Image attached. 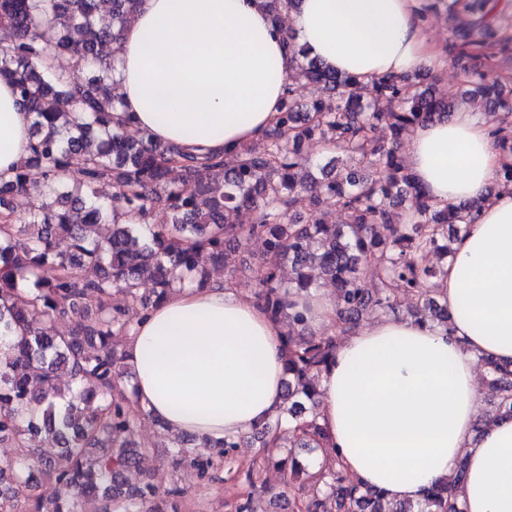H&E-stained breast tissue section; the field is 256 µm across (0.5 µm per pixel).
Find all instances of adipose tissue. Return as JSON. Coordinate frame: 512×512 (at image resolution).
Segmentation results:
<instances>
[{
	"label": "adipose tissue",
	"mask_w": 512,
	"mask_h": 512,
	"mask_svg": "<svg viewBox=\"0 0 512 512\" xmlns=\"http://www.w3.org/2000/svg\"><path fill=\"white\" fill-rule=\"evenodd\" d=\"M290 25L311 58L364 83L444 64L417 0H299ZM116 60L114 121L223 155L273 127L292 66L261 0H143ZM496 122L462 106L413 129L403 155L431 201L481 204L435 282L448 325L390 316L352 329L320 376L325 446L355 483L393 501L422 502L447 479L460 512H512V418L475 426L479 358L512 363V188L498 185L507 156L490 136ZM31 124L1 80L0 176L29 157ZM286 312L318 336L336 296L292 289ZM283 333L223 283L174 288L124 341L140 411L200 442L249 436L283 400Z\"/></svg>",
	"instance_id": "ef3b65f1"
}]
</instances>
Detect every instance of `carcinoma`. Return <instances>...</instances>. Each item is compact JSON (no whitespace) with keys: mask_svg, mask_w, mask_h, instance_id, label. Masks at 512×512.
<instances>
[{"mask_svg":"<svg viewBox=\"0 0 512 512\" xmlns=\"http://www.w3.org/2000/svg\"><path fill=\"white\" fill-rule=\"evenodd\" d=\"M142 0H111L112 23L98 26L96 0H0V79L11 82L23 111L32 114V154L10 179L0 181V333L13 352L0 359V441L11 440L19 462L0 467V512H79L94 493L101 512H165L164 492L151 483L121 492L120 479L139 466L149 445L133 438L140 411L128 396L121 341L150 306L191 279L205 286L200 257L224 270L225 282L239 283L233 253L242 238H262L265 254L250 267L248 283L275 321L288 319L285 371L288 379L275 420L253 433L263 448L260 467L273 464L292 490L302 480L309 498L300 512H458L448 483L430 489L424 500L392 502L377 489H363L331 462L312 473L293 449L322 447L317 423L318 377L336 353L337 336L354 327L370 309L394 308V290L415 302L408 313L448 325V310L428 284L442 270L424 267L430 253L446 256L478 207L438 206L428 200L407 171L400 152L402 133L436 116H447L467 94H479L488 112L503 118L492 131L495 146L512 155V95L496 74L494 61L512 53V38L499 35L503 11L490 0H439L451 15L466 20L451 31L454 62L471 88L435 95L410 75L382 76L369 83L339 74L310 58L290 39L293 64L288 98L273 128L257 147L232 156L192 155L153 141L132 138L112 126L114 55L124 28ZM298 0H263L273 22ZM47 25L59 31L43 39ZM90 68L75 80L53 70L59 58ZM318 86L309 103L293 98L295 85ZM317 138L334 157L321 165L302 153L301 143ZM38 168L43 180L32 183ZM182 173L180 182L171 173ZM112 185L110 203L98 200L96 186ZM35 198L17 212L10 199ZM248 208L252 223H236ZM348 221L333 224L328 212ZM171 214L166 225L150 224L153 212ZM112 226L101 235L100 226ZM289 265L292 287L336 285V335L295 333L298 319L286 317L288 289L280 270ZM152 284V298L141 292ZM124 304H109L112 292ZM72 322L66 332L60 320ZM76 380L61 393L54 383L59 366ZM492 410L484 424L512 417V370L487 358ZM291 450L279 457L282 434ZM40 436L61 449L62 463L34 457L29 440ZM202 458L190 440L176 436L166 445L174 467L190 466L210 479L239 441L224 438Z\"/></svg>","mask_w":512,"mask_h":512,"instance_id":"carcinoma-1","label":"carcinoma"}]
</instances>
